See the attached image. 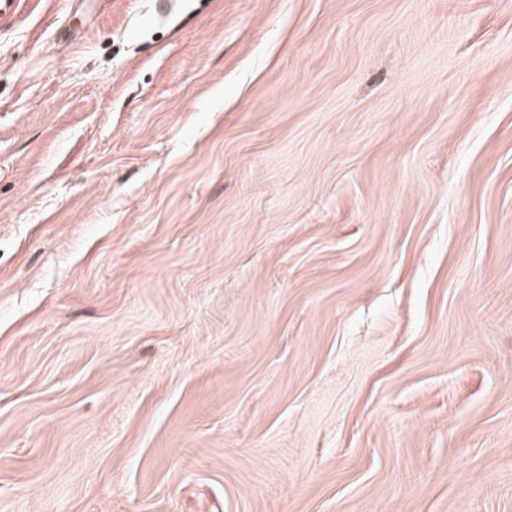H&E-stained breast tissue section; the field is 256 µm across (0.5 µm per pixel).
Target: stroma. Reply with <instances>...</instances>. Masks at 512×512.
I'll use <instances>...</instances> for the list:
<instances>
[{"mask_svg": "<svg viewBox=\"0 0 512 512\" xmlns=\"http://www.w3.org/2000/svg\"><path fill=\"white\" fill-rule=\"evenodd\" d=\"M0 512H512V0H0Z\"/></svg>", "mask_w": 512, "mask_h": 512, "instance_id": "1", "label": "stroma"}]
</instances>
